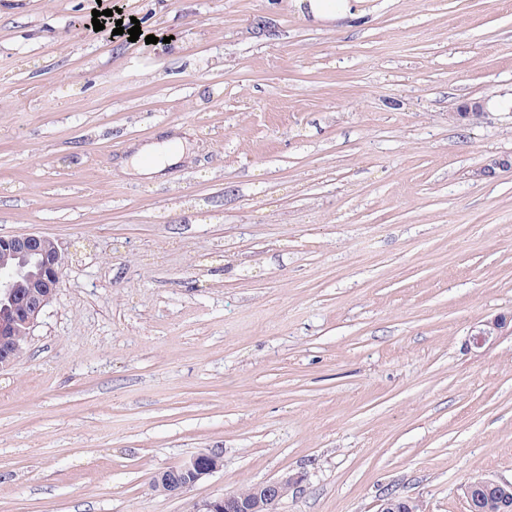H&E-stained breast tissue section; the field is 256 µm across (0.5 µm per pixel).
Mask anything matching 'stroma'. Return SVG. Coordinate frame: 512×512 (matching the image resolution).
<instances>
[{
	"label": "stroma",
	"mask_w": 512,
	"mask_h": 512,
	"mask_svg": "<svg viewBox=\"0 0 512 512\" xmlns=\"http://www.w3.org/2000/svg\"><path fill=\"white\" fill-rule=\"evenodd\" d=\"M360 7L0 0V236L64 253L0 367V512H198L287 475L275 512H468L469 478L512 482V335L469 345L512 315V112L450 118L512 92V0ZM352 1L362 0H290L297 14L316 24L358 18L362 12ZM180 145L170 142L163 151L155 148H143L137 152L133 160L134 168L142 175L151 177L158 173L179 154ZM510 322V328H509ZM510 332L512 334V317L508 320L503 315H495L483 321L478 327L474 329L470 339L476 348H482L485 345H490L495 342L498 336ZM220 458L215 451L204 452L191 457L179 469L159 472L157 477L165 485L167 494H175L217 471Z\"/></svg>",
	"instance_id": "stroma-1"
}]
</instances>
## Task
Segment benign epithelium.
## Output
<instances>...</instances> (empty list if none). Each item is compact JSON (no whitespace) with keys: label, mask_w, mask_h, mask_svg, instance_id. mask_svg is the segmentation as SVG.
Here are the masks:
<instances>
[{"label":"benign epithelium","mask_w":512,"mask_h":512,"mask_svg":"<svg viewBox=\"0 0 512 512\" xmlns=\"http://www.w3.org/2000/svg\"><path fill=\"white\" fill-rule=\"evenodd\" d=\"M484 118L479 102L464 104L455 119L476 123ZM0 366L10 365L15 358L3 349L7 336H28L43 309L53 300L59 287L63 266L61 250L50 238L38 234L0 237ZM512 333V318L496 315L474 329L470 339L477 348L491 345ZM220 454L208 451L191 457L178 469L158 473L166 492L175 494L195 485L219 469ZM294 484L282 477L254 486L255 498L245 500L226 494L203 504L202 512H263L269 504L282 499ZM469 512H512V483L482 476L472 477L465 485ZM378 512H418L413 500L387 496Z\"/></svg>","instance_id":"benign-epithelium-1"}]
</instances>
